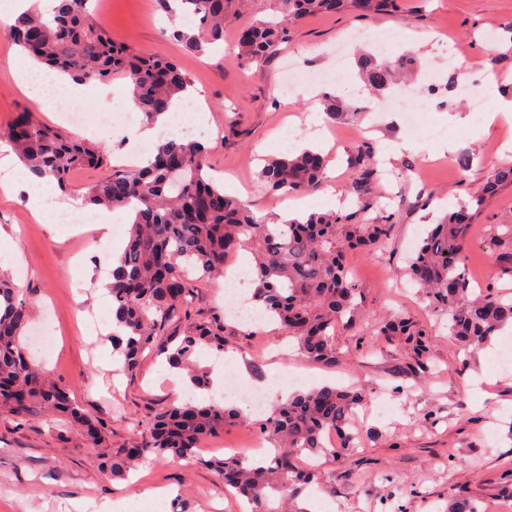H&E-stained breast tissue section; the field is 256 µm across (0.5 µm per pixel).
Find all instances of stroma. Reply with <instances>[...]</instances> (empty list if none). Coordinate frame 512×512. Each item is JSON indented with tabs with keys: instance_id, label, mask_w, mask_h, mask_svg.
<instances>
[{
	"instance_id": "35a3bbf8",
	"label": "stroma",
	"mask_w": 512,
	"mask_h": 512,
	"mask_svg": "<svg viewBox=\"0 0 512 512\" xmlns=\"http://www.w3.org/2000/svg\"><path fill=\"white\" fill-rule=\"evenodd\" d=\"M280 13V0H237L235 16L224 28V45L205 54L185 49L172 37L156 0H98L92 20L113 40L134 51L174 61L193 86L203 90L207 120L196 140L208 145V173L227 193L237 195L260 218L275 217L283 198L258 177L265 158L297 150L299 143L320 145L319 127L310 110L327 92L342 101H360L359 119L330 122L328 150L334 172L325 187L305 198L310 212L328 209L342 197L349 181L347 161L366 142L374 143L384 171L373 216L393 213L389 244L377 251L352 252L347 262L365 294L367 319L357 330L336 334L342 354L333 366L303 359L287 337L272 327L248 332L235 320L224 331V362L247 385H260L277 403L292 394L288 375L302 372L307 387L325 383L369 388V413L353 456H318L315 488L329 512H445L454 488L467 487L485 512H500L512 495L495 477L512 459V370L490 365L491 352L512 342L499 332L490 349L466 357L438 317L429 312L405 275L407 260L429 224L444 211L469 202L491 171L512 161V131L487 126L460 86L467 83L486 96L483 75L496 71L499 93L512 96V0H401L398 12L367 18L348 11L325 12L293 27L288 44L260 63L245 64L235 54L239 31L251 21ZM365 28L374 42L350 44L342 85L321 87L300 82L296 94L281 98L278 86L287 63L301 72L333 74V50L348 32ZM399 33L396 43L383 34ZM20 52L0 33V137L18 113L31 112L45 126L71 138L95 143L109 162L134 151L132 131L120 121L126 111V81L116 76L93 83L89 98L75 100L87 127L40 111L36 89L20 90L10 60ZM413 53L421 67L412 87L429 93V108L411 121L383 111V101L365 92L356 63L358 54L393 60ZM444 135L430 137L431 129ZM289 145H282V136ZM496 145L495 156L485 152ZM469 154L468 168L457 164ZM512 212V187L500 188L482 201L469 238V272L478 289L512 290V269L491 258L489 226ZM57 222L36 220L25 192H0V277L10 280L29 304L27 335L50 323L56 338L51 357L40 359L46 375L69 387L80 407L104 428V441L92 446L65 418L38 412L23 425L0 413V512H76L77 505L130 499L139 512H238L239 502L224 492L209 459L241 446L255 434L253 419L225 427L202 446V463L145 458L128 478L104 468L107 457L147 436L151 417L176 401L207 399L176 384L163 357L145 352L134 375L121 373L112 356V306L106 284L109 268L95 244L89 224H70L58 234ZM403 313L432 329L428 367L416 366L402 342L372 345L375 321ZM407 394H397V387ZM168 493L158 502L155 492Z\"/></svg>"
}]
</instances>
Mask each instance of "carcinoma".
Masks as SVG:
<instances>
[{
    "mask_svg": "<svg viewBox=\"0 0 512 512\" xmlns=\"http://www.w3.org/2000/svg\"><path fill=\"white\" fill-rule=\"evenodd\" d=\"M89 0H58L51 11L31 10L7 29L29 58L84 83L109 81L121 75L130 82L139 110L150 122L164 114L191 86L170 61L134 53L91 20ZM199 17L197 29L176 31L185 46L203 54L224 41V23L233 0H178ZM282 18L256 21L241 32L238 57L244 62L275 54L288 40L290 25L305 17L348 8L369 17L394 12L399 0H280ZM419 60L403 55L392 63L362 62L364 80L374 92L389 90L414 74ZM28 123L23 135L7 132L11 147L26 170L38 178L52 177L70 189L75 167L108 168L99 146L74 140L21 113ZM209 148L188 135L171 136L156 148L148 165L114 169L89 186L86 203L132 214L129 240L108 289L120 334L112 348L127 373L137 370L143 353L166 355L169 366L186 371L194 390L209 391L212 371L195 366L198 350L224 352V318L191 321L192 273L202 279L224 274L240 249L252 254L256 278L251 299L266 321L294 339L306 360L334 365L336 327L355 329L365 316V297L350 277L346 254L369 252L388 244L393 215L369 217L378 203L381 172L375 146L361 145L349 161L347 194L354 205L343 210L313 212L300 219H259L239 198L224 193L207 173ZM327 159L321 151H300L266 161L261 181L273 192L311 194L326 183ZM512 186V164L489 176L486 191ZM472 214L467 206L447 212L420 240L407 269L435 312L448 314V334L465 350L489 346L498 332L512 324V296L470 287L467 244ZM494 260L512 264V219L491 224ZM29 320L19 291L0 282V412L18 423L40 407L70 419L95 446L103 426L90 419L70 398L66 386L46 380L31 362L21 336ZM373 335L388 341L401 338L418 358H428L431 331L403 314L375 323ZM367 402L360 391L323 385L288 396L273 405L255 425L275 454L258 460L227 457L208 461L224 486L253 504L254 512H307L295 499L315 478L296 457L307 452L326 455L323 436L338 435L344 448L353 447L354 416ZM240 411L215 399L186 400L154 416L149 436L138 447L106 462L121 476L131 462L149 455L192 462L202 440L239 420ZM475 501L456 490L448 512H476Z\"/></svg>",
    "mask_w": 512,
    "mask_h": 512,
    "instance_id": "cac0c4a2",
    "label": "carcinoma"
}]
</instances>
